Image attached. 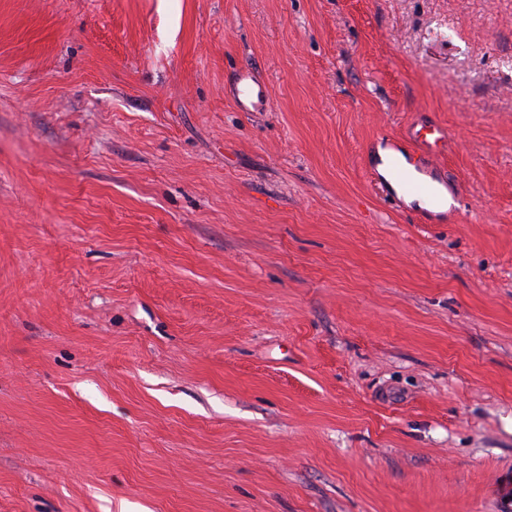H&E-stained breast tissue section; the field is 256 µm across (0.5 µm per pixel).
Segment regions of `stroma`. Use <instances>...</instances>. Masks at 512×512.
Returning a JSON list of instances; mask_svg holds the SVG:
<instances>
[{
	"label": "stroma",
	"instance_id": "stroma-1",
	"mask_svg": "<svg viewBox=\"0 0 512 512\" xmlns=\"http://www.w3.org/2000/svg\"><path fill=\"white\" fill-rule=\"evenodd\" d=\"M0 512H512V0H0ZM232 98L241 112L264 111L267 104L266 86L255 77L251 67L244 66L236 72ZM418 127L420 128L418 129ZM435 134H438V136L434 137L433 142H431L430 137ZM406 137L416 145L419 151L428 154V162L422 171L429 176L436 175L440 177L439 180H427L420 177L403 163L400 157L402 151L396 146V138L389 135H381L377 138V142L383 145L384 151H386L384 158L379 153L377 154L376 164L382 165L379 166V171L392 184H395L391 173L384 165L386 163L396 176V184L401 191V196L415 198L424 205V207H421L418 204L416 209L410 207L406 212L412 213L417 223H426L428 221L427 215L447 217L448 213H451L455 217L461 216V211L456 206H451L449 210L448 208L444 211L437 210L448 205V177L446 171L441 174V167L435 161L447 145V133L434 123L421 121L409 127Z\"/></svg>",
	"mask_w": 512,
	"mask_h": 512
}]
</instances>
